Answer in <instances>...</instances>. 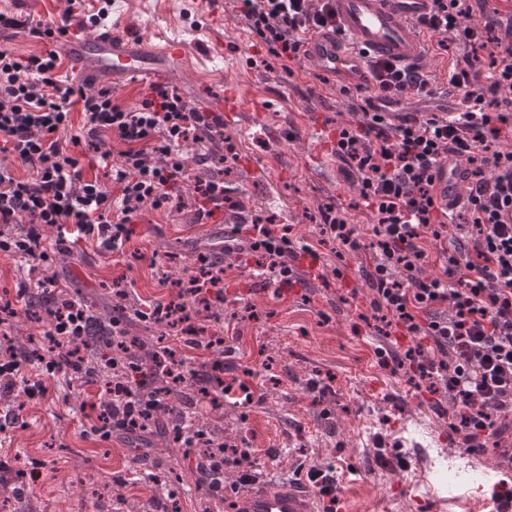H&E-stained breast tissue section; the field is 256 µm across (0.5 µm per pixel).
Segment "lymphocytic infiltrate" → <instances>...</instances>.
Listing matches in <instances>:
<instances>
[{
	"label": "lymphocytic infiltrate",
	"mask_w": 512,
	"mask_h": 512,
	"mask_svg": "<svg viewBox=\"0 0 512 512\" xmlns=\"http://www.w3.org/2000/svg\"><path fill=\"white\" fill-rule=\"evenodd\" d=\"M248 29L284 73H292L316 32L332 24L330 0H239ZM487 0H433L415 25L441 55L445 72L370 61L372 95L354 105V122L338 126L331 154L344 182L358 190L360 206L373 217L369 229L348 223L341 210H322V231L335 242L337 261L365 246L375 251L363 276L379 335L413 339L404 351L378 348L381 365L409 369L430 393L449 397L455 418L449 425L460 447L476 454L499 445L512 419V224L499 212L512 206V17L472 23ZM58 52L22 56L0 48V252L24 258L29 268L47 264L43 232L58 231L57 245L95 242L122 251L143 208L188 210L193 223L222 220L237 203L222 177L197 179L191 197L182 183L190 164L235 159L224 145V117L191 107L176 90L152 82L136 106L116 103L110 89L89 93L80 76L60 75ZM458 90L460 121L430 110L406 112L410 98H434L439 86ZM84 117L89 165L102 177L85 178L60 134L73 108ZM120 151L105 149V141ZM468 162L463 202L455 211L435 199L438 163L448 156ZM28 174L18 177L16 167ZM440 271L428 273L430 247L438 241ZM225 253L252 256L255 274L292 284L300 258L318 260L310 245L270 224L250 225L246 236L224 237ZM197 273L175 281L168 302L143 304L133 314L112 318V346L133 351L130 318L143 322H186L224 294V271L207 254L196 257ZM91 311L70 298L52 314L45 335L47 354L0 348V388L46 395L43 374H24L35 363L45 372L90 383L95 371L84 364ZM178 382L193 395L231 399L224 363L202 369L179 364ZM192 399L182 410L147 398L129 375L114 380L93 409L91 435L148 449L145 423L153 414L189 419ZM248 448L210 456L197 469L214 497L224 493L225 470L250 460Z\"/></svg>",
	"instance_id": "f902f5d3"
}]
</instances>
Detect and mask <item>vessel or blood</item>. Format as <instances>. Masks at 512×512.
<instances>
[{
    "mask_svg": "<svg viewBox=\"0 0 512 512\" xmlns=\"http://www.w3.org/2000/svg\"><path fill=\"white\" fill-rule=\"evenodd\" d=\"M335 27L315 35L304 56L306 68L345 81H367L366 57H376L401 65H421L427 53L423 35L414 27L416 18L429 12L431 0H331ZM63 56L84 68L90 80L101 76L130 77L146 63L161 60L176 65L184 60L180 42L141 44L130 48L120 27L105 29L93 38L73 31L60 40ZM221 111L264 112L265 107L243 94L238 87L226 89ZM462 166L455 159L439 164L435 193L441 203L461 194ZM318 492L301 482L285 489H254L243 499L228 498L229 512H313Z\"/></svg>",
    "mask_w": 512,
    "mask_h": 512,
    "instance_id": "obj_1",
    "label": "vessel or blood"
}]
</instances>
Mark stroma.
Returning <instances> with one entry per match:
<instances>
[{"instance_id":"stroma-1","label":"stroma","mask_w":512,"mask_h":512,"mask_svg":"<svg viewBox=\"0 0 512 512\" xmlns=\"http://www.w3.org/2000/svg\"><path fill=\"white\" fill-rule=\"evenodd\" d=\"M206 0H114L110 22L132 41L170 40L184 47L182 64L146 65L139 76L104 80L115 101L134 106L143 80L175 88L200 110L215 111L228 86L269 102L262 117L237 113L225 122L237 161L217 167L191 165L189 175L223 173L244 204L247 220L275 217L291 228L294 240L316 245L319 278L308 262L297 265L299 282L285 286L254 276L244 254H226L221 241L228 224H193L187 212L141 211L122 252L99 251L81 242L56 249V229L46 231L51 271L92 312L112 306V290L127 289L128 308L167 302L172 281L193 272L195 252L209 247L224 265V300L215 304L210 330L224 336L223 361L239 379L234 402L213 407L200 400L196 415L219 417L237 447L253 449L250 472L259 482L285 485L299 466L334 470L338 512H460L459 504L434 485L438 463L449 461L483 470L490 481L465 487L480 512H494L495 484L512 489V457L488 449L472 455L447 439L448 415L435 412L431 395L416 389L405 371L380 364L384 337L360 320L369 302L361 269L372 249L337 264L333 241L321 238L320 212L344 209L353 224L371 223L369 210L354 208L356 191L344 182L335 160L316 162L311 127L352 121L351 99L335 81L312 70L287 77L265 63L235 0L211 18ZM67 0H0V14L12 26L0 27V44L16 54L42 49L31 29L59 19ZM224 46L210 54L211 44ZM185 183V190L193 185ZM319 389H311V381ZM45 397L26 400L21 423L0 432V512H226L224 502L199 484L195 459L168 451L159 433L150 436L147 462H140L119 440L89 435L90 402L100 383L68 386L64 375L45 379ZM276 456H268V449ZM36 464L29 491L13 489L21 464ZM173 470L175 482L159 486L137 480L143 469Z\"/></svg>"}]
</instances>
